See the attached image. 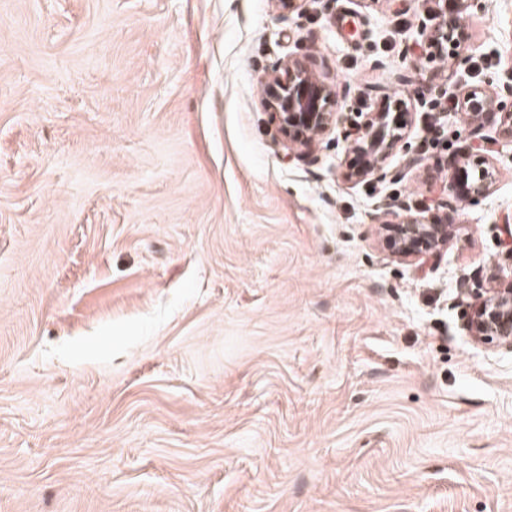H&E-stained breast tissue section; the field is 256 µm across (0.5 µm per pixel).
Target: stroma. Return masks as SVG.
<instances>
[{
    "mask_svg": "<svg viewBox=\"0 0 512 512\" xmlns=\"http://www.w3.org/2000/svg\"><path fill=\"white\" fill-rule=\"evenodd\" d=\"M416 0H0V512H512V353L460 293L503 275L512 157L425 271L427 219L494 93L512 0L464 13L458 71ZM302 59L344 112L405 100L421 168L357 186L342 132L287 154L261 73Z\"/></svg>",
    "mask_w": 512,
    "mask_h": 512,
    "instance_id": "stroma-1",
    "label": "stroma"
}]
</instances>
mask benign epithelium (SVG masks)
Segmentation results:
<instances>
[{
	"label": "benign epithelium",
	"instance_id": "1",
	"mask_svg": "<svg viewBox=\"0 0 512 512\" xmlns=\"http://www.w3.org/2000/svg\"><path fill=\"white\" fill-rule=\"evenodd\" d=\"M474 0H422L424 11L434 24L421 22L418 36L434 56L461 60L460 47L465 42L459 15ZM264 87V106L278 119L283 145L302 155L311 153L315 143L348 120L341 112L337 90L324 82L308 65L294 57L283 61L260 76ZM473 134L482 142L498 144V151L512 147V102L501 96L471 89L456 95ZM352 151L357 163L347 172L349 181L357 185L366 180L382 181L391 172L389 160L408 137L391 113L362 112L360 120L351 122ZM496 169L478 158L476 169L456 167L448 181L447 197L439 202L446 210L444 222H429L416 211L409 199L394 203L382 200L379 214L393 215L394 223L381 224L383 240L389 243L391 255L402 261H419L425 256H438L448 248L454 234L457 199L471 203L489 196L496 183ZM464 329L474 341L512 351V282L506 288H486L480 281L466 288Z\"/></svg>",
	"mask_w": 512,
	"mask_h": 512
}]
</instances>
